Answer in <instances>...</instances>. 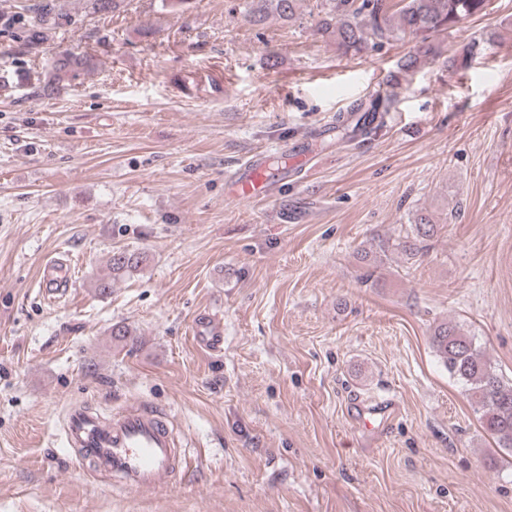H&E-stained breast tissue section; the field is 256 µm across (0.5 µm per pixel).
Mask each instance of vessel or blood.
I'll return each instance as SVG.
<instances>
[{"label":"vessel or blood","instance_id":"vessel-or-blood-1","mask_svg":"<svg viewBox=\"0 0 512 512\" xmlns=\"http://www.w3.org/2000/svg\"><path fill=\"white\" fill-rule=\"evenodd\" d=\"M303 157V149H296L285 166L277 169L249 160L243 173L230 180L228 198L250 202L264 199L274 185L287 181L289 171L298 169ZM72 286L66 261L50 260L40 282L43 298L52 301L64 297ZM194 337L206 350L222 352L223 320L209 313L200 314ZM64 433L77 463L110 474L114 487L122 491L166 488L185 464L173 435L171 415L142 402L123 406L107 420L87 408H72Z\"/></svg>","mask_w":512,"mask_h":512}]
</instances>
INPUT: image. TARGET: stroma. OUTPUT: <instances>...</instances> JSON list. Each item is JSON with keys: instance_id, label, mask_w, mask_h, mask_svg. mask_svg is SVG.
<instances>
[{"instance_id": "1", "label": "stroma", "mask_w": 512, "mask_h": 512, "mask_svg": "<svg viewBox=\"0 0 512 512\" xmlns=\"http://www.w3.org/2000/svg\"><path fill=\"white\" fill-rule=\"evenodd\" d=\"M49 2L37 45L0 29V512H512V451L430 344L458 322L512 379V0L437 36L447 55L491 44L462 69L423 61L354 138L317 132L385 92L414 38L340 55L314 0L259 27L240 0ZM67 52L89 67L51 82ZM299 140L304 177L226 198L241 161ZM451 209L415 265L360 259ZM119 248L147 260L100 296ZM60 256L71 294L48 303ZM204 310L224 317L221 354L193 340ZM356 394L395 398L394 418L363 428ZM140 401L173 416L191 463L121 492L61 434L72 406ZM73 282L69 267L63 259H51L45 266L40 292L45 300L54 301L70 292Z\"/></svg>"}]
</instances>
